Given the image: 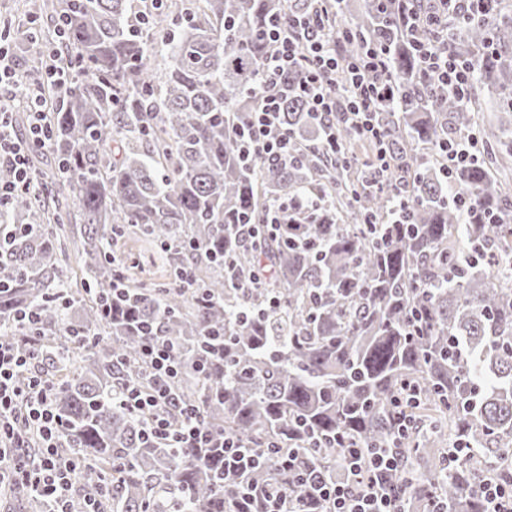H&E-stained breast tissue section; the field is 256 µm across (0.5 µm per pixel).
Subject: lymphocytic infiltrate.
<instances>
[{"instance_id": "obj_1", "label": "lymphocytic infiltrate", "mask_w": 512, "mask_h": 512, "mask_svg": "<svg viewBox=\"0 0 512 512\" xmlns=\"http://www.w3.org/2000/svg\"><path fill=\"white\" fill-rule=\"evenodd\" d=\"M333 0H313L312 10L288 15L268 33L270 52L260 68L256 104L241 131V149L246 155L262 156L277 165L293 160V146L279 116L289 90L305 100L321 121L341 117L357 136L378 144L376 160L367 187H383L391 167L385 135L375 121L379 105L391 94L386 44L372 43L360 53L347 49L358 40L348 26L334 17ZM401 21L431 29V41L420 44V75L428 82L446 86L466 97L471 71L448 50L444 32L452 19L464 17V0H430L423 13L411 8V0H393ZM80 66L78 58L52 66L29 80L22 95L0 96V165H10L14 179L0 183V206L17 191L33 188L29 165L31 149L45 147L48 140L45 92L63 87L70 71ZM296 83H288V73ZM26 109L31 116L27 137H19L9 120L12 111ZM149 384H133L118 392L114 400L144 419L147 434L175 448H222L228 469L250 468L257 457L232 440H217L204 424L201 410L179 399L173 384L179 372L175 349L152 338L142 347ZM39 350L22 353L13 340L0 336V495L23 485L42 497L47 512H68L77 491L76 477L83 467L77 454H63L59 441L63 425L55 411L52 383L37 372ZM397 435L387 447L364 452L348 449L344 458L345 479L331 483L316 466H303L291 456L281 457L280 468L306 490L308 497L323 503L328 512H403L402 496L392 481L404 458L400 438L408 421L398 416Z\"/></svg>"}]
</instances>
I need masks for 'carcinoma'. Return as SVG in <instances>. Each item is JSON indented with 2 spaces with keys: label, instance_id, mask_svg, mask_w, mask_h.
<instances>
[{
  "label": "carcinoma",
  "instance_id": "carcinoma-1",
  "mask_svg": "<svg viewBox=\"0 0 512 512\" xmlns=\"http://www.w3.org/2000/svg\"><path fill=\"white\" fill-rule=\"evenodd\" d=\"M133 2L33 0L34 11L66 19L59 60H83L84 72L50 91L47 116L46 150L72 207L19 192L0 213L6 227L34 225L0 249V334L26 348L32 330L17 314L36 310L37 329L55 338L43 364L62 444L89 463L81 481L111 489L109 512H257L243 495L266 485L300 510L303 488L267 447L334 481L347 448L387 444L401 411L403 508L485 512L479 482L512 479V197L490 174L512 171V7L499 2L449 29L454 57L472 66L464 101L421 84L415 45L426 32H409L375 0L344 4L360 39L390 48L398 86L379 107L388 190L356 198L353 172L323 149L325 123L292 91L280 121L302 157H239L266 33L310 0H164L146 15L148 0ZM171 28L164 64L150 67L152 37ZM487 100L499 112L480 124L487 161L444 178L436 144L477 125ZM309 199L311 210L291 207ZM274 203L290 204L286 223L245 238L241 223ZM124 233L158 243L169 277L185 270L191 287L118 281L112 245ZM65 237L84 261L81 290L57 265ZM252 272L264 287L245 290ZM146 323L177 351L178 396L202 410L212 436L263 452L258 468L229 475L218 452L148 440L144 421L112 403L145 375ZM407 383L420 397L403 407Z\"/></svg>",
  "mask_w": 512,
  "mask_h": 512
}]
</instances>
